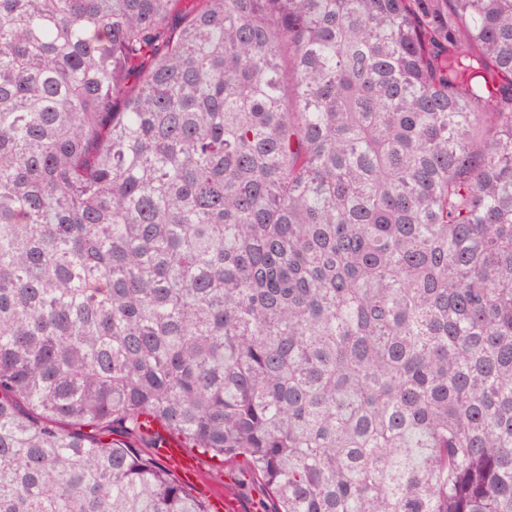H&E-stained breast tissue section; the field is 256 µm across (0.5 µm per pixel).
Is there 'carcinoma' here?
Returning a JSON list of instances; mask_svg holds the SVG:
<instances>
[{"label": "carcinoma", "instance_id": "cac0c4a2", "mask_svg": "<svg viewBox=\"0 0 512 512\" xmlns=\"http://www.w3.org/2000/svg\"><path fill=\"white\" fill-rule=\"evenodd\" d=\"M168 435L512 512V0H0V512H211Z\"/></svg>", "mask_w": 512, "mask_h": 512}]
</instances>
